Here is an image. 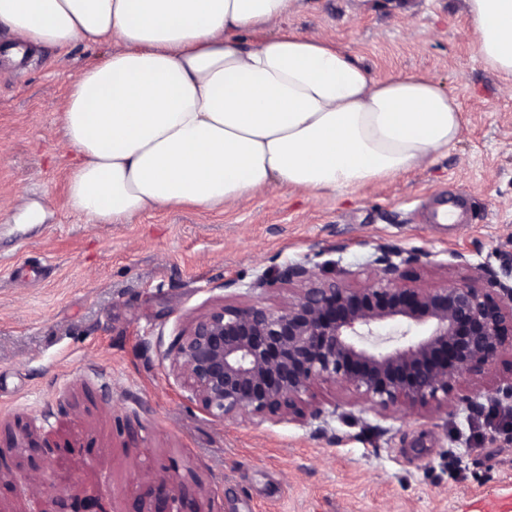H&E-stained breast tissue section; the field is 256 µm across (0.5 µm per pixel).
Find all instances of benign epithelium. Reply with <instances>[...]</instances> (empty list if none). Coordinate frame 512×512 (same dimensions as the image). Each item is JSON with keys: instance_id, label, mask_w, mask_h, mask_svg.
Returning <instances> with one entry per match:
<instances>
[{"instance_id": "7a95c632", "label": "benign epithelium", "mask_w": 512, "mask_h": 512, "mask_svg": "<svg viewBox=\"0 0 512 512\" xmlns=\"http://www.w3.org/2000/svg\"><path fill=\"white\" fill-rule=\"evenodd\" d=\"M427 258L380 245L358 288L347 285L358 273L346 268L327 276L309 259L287 264L275 280L252 284L288 289L282 307L241 299L193 318L169 352L171 367L203 412L222 422L324 419L311 393L317 383L339 386L380 417L472 406L474 396L459 384L512 355V257L497 269L474 268L471 279L406 286L408 270ZM389 325L395 345L373 347L371 338ZM488 398L496 409L512 408V377ZM153 512L198 508L163 478L154 486Z\"/></svg>"}]
</instances>
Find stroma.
Instances as JSON below:
<instances>
[{
  "mask_svg": "<svg viewBox=\"0 0 512 512\" xmlns=\"http://www.w3.org/2000/svg\"><path fill=\"white\" fill-rule=\"evenodd\" d=\"M282 25L335 41L373 79L439 82L461 107L456 144L347 195L283 188L101 224L67 203L76 155L62 146L63 108L71 81L116 43L33 45L20 66L0 30V70L12 73L0 82V428L54 459L0 450V512H54L58 489L66 504L126 512L150 504L147 473L175 479L201 512H512L507 413L382 418L318 384L336 411L327 421L218 422L172 371L167 353L192 318L242 293L284 304L287 290L252 284L286 264L358 270L388 245L429 253L407 282L436 287L512 251V79L479 58L465 0H299ZM444 198L466 214L419 220ZM34 203L43 220L15 223Z\"/></svg>",
  "mask_w": 512,
  "mask_h": 512,
  "instance_id": "1",
  "label": "stroma"
}]
</instances>
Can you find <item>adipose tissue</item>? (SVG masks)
<instances>
[{"label": "adipose tissue", "mask_w": 512, "mask_h": 512, "mask_svg": "<svg viewBox=\"0 0 512 512\" xmlns=\"http://www.w3.org/2000/svg\"><path fill=\"white\" fill-rule=\"evenodd\" d=\"M478 55L512 75V0H466ZM295 0H0L13 56L117 40L64 105L69 207L103 224L214 209L276 186L316 195L395 178L447 152L456 98L384 80L327 40L268 34Z\"/></svg>", "instance_id": "1"}]
</instances>
